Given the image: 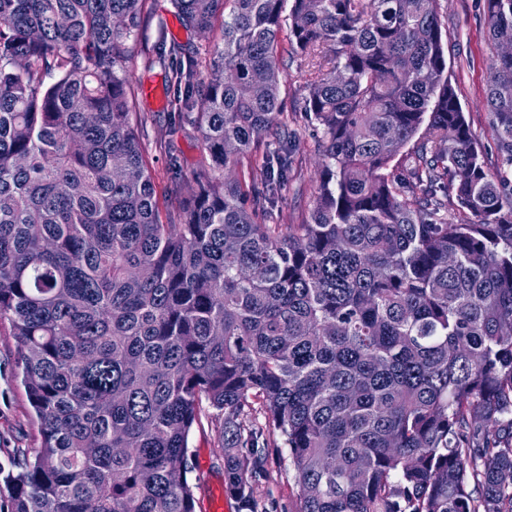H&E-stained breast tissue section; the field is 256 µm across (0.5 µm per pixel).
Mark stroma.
Returning <instances> with one entry per match:
<instances>
[{
  "label": "stroma",
  "instance_id": "stroma-1",
  "mask_svg": "<svg viewBox=\"0 0 512 512\" xmlns=\"http://www.w3.org/2000/svg\"><path fill=\"white\" fill-rule=\"evenodd\" d=\"M441 27L447 33L448 73L470 123L481 143L489 167H496L497 152L490 132L485 88L495 46L488 37L485 0H439ZM143 37L127 59L124 70L135 92L132 119L143 155L160 201L162 218L176 217L188 197L193 180L206 165V154L187 115L174 105V77L185 68L187 57H197V77H205L212 50L223 42V22L215 20L208 33L186 30L178 21L172 0H145ZM183 55H172L171 42ZM278 55L283 61L281 110L289 130L296 134L293 168L274 205L255 210L261 224H304L310 219L321 163L322 132L305 118V86L314 77L310 58L298 56L287 34H280ZM18 348L8 328H0V469L11 470L16 451L33 453L40 445L39 426L26 392L16 374ZM193 476L201 480L200 496L224 497V512H238L232 497L224 496V456L220 428L210 420L192 430L189 438ZM266 478L257 487L266 512H292L297 479L284 448L270 449Z\"/></svg>",
  "mask_w": 512,
  "mask_h": 512
}]
</instances>
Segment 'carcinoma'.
I'll return each instance as SVG.
<instances>
[{
	"instance_id": "cac0c4a2",
	"label": "carcinoma",
	"mask_w": 512,
	"mask_h": 512,
	"mask_svg": "<svg viewBox=\"0 0 512 512\" xmlns=\"http://www.w3.org/2000/svg\"><path fill=\"white\" fill-rule=\"evenodd\" d=\"M142 2L0 0V324L41 440L10 512H199L204 415L246 512L269 434L292 512H512V55L485 90L492 171L437 0H292L290 42L332 64L304 100L323 161L308 223L258 224L224 170L296 138L286 0H173L198 32L223 12L224 43L184 82L208 169L163 224L123 75ZM486 3L512 37V0ZM291 164L266 152L265 202Z\"/></svg>"
}]
</instances>
